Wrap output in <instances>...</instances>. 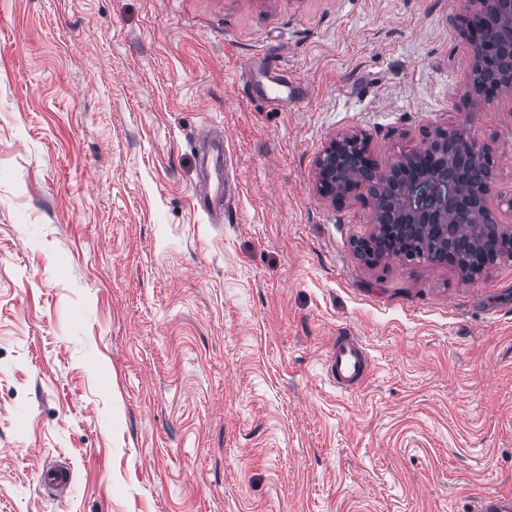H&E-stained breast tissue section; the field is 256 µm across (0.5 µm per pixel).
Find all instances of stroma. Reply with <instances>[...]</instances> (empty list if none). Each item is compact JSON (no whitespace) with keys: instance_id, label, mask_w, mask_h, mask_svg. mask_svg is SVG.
I'll return each instance as SVG.
<instances>
[{"instance_id":"1","label":"stroma","mask_w":512,"mask_h":512,"mask_svg":"<svg viewBox=\"0 0 512 512\" xmlns=\"http://www.w3.org/2000/svg\"><path fill=\"white\" fill-rule=\"evenodd\" d=\"M467 0H0V512H474L512 499V259L477 282L367 263L374 213L314 187L469 112ZM278 55L300 98L251 84ZM224 129L230 208L193 207ZM370 372L336 388L337 337ZM68 462L67 495L44 465ZM40 485L48 494H66L72 484L71 469L68 466L44 467L40 473Z\"/></svg>"}]
</instances>
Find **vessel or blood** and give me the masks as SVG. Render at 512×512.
<instances>
[{
  "instance_id": "1",
  "label": "vessel or blood",
  "mask_w": 512,
  "mask_h": 512,
  "mask_svg": "<svg viewBox=\"0 0 512 512\" xmlns=\"http://www.w3.org/2000/svg\"><path fill=\"white\" fill-rule=\"evenodd\" d=\"M262 77L268 84L263 91L265 99L272 104L280 103L289 90V84L279 62L272 58L265 59ZM197 139L204 147L197 157V166L204 179L194 194L195 207L211 218L216 211L226 210L230 203L224 186V134L208 125L199 131ZM368 365L366 352L356 339L337 338L330 352L329 374L338 388L347 390L359 385L365 377ZM39 480L47 493L65 494L72 484L71 469L61 465L45 467Z\"/></svg>"
}]
</instances>
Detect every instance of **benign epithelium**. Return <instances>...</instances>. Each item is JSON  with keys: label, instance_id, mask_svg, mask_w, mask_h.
I'll return each instance as SVG.
<instances>
[{"label": "benign epithelium", "instance_id": "1", "mask_svg": "<svg viewBox=\"0 0 512 512\" xmlns=\"http://www.w3.org/2000/svg\"><path fill=\"white\" fill-rule=\"evenodd\" d=\"M473 13H492L500 26L482 35L463 33L471 48L468 71L475 84L489 57L500 49L512 59V0H471ZM491 155L463 128L438 131L429 146L404 154L389 166H378L370 147V137L362 131L332 136L315 160L318 194L333 203L349 198L373 206L377 217L392 219L412 227L433 230L448 241V215L458 213L474 225L475 234L482 224L491 223L494 233L512 230L496 223L492 215L494 184L486 181L471 187L458 179V168L465 160Z\"/></svg>", "mask_w": 512, "mask_h": 512}]
</instances>
